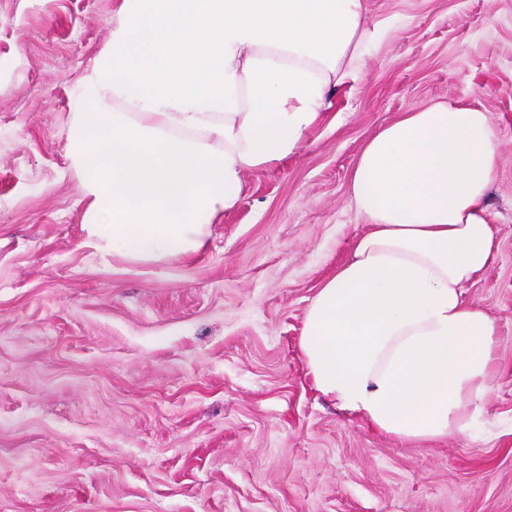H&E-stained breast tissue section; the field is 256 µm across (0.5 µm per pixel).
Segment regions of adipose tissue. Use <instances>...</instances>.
<instances>
[{
  "label": "adipose tissue",
  "mask_w": 512,
  "mask_h": 512,
  "mask_svg": "<svg viewBox=\"0 0 512 512\" xmlns=\"http://www.w3.org/2000/svg\"><path fill=\"white\" fill-rule=\"evenodd\" d=\"M368 37L363 0H123L73 129L89 236L141 259L199 252L243 173L292 154L357 80ZM499 149L489 113L459 102L375 133L351 178L368 228L305 312L314 388L404 445L486 416L498 327L466 290L498 256Z\"/></svg>",
  "instance_id": "ef3b65f1"
}]
</instances>
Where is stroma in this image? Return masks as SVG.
<instances>
[{
  "instance_id": "stroma-1",
  "label": "stroma",
  "mask_w": 512,
  "mask_h": 512,
  "mask_svg": "<svg viewBox=\"0 0 512 512\" xmlns=\"http://www.w3.org/2000/svg\"><path fill=\"white\" fill-rule=\"evenodd\" d=\"M354 87L246 171L203 250L105 254L69 138L120 0H0V512H512V0H365ZM459 101L500 140V332L472 438L410 447L311 388L305 311L367 220L351 175L402 113Z\"/></svg>"
}]
</instances>
